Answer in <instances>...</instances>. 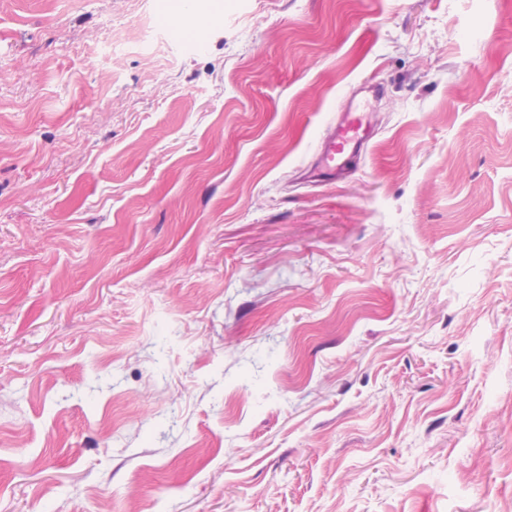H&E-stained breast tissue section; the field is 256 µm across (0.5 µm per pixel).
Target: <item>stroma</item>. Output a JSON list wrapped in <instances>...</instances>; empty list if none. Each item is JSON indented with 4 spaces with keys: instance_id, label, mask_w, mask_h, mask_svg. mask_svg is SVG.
<instances>
[{
    "instance_id": "35a3bbf8",
    "label": "stroma",
    "mask_w": 512,
    "mask_h": 512,
    "mask_svg": "<svg viewBox=\"0 0 512 512\" xmlns=\"http://www.w3.org/2000/svg\"><path fill=\"white\" fill-rule=\"evenodd\" d=\"M0 512H512V0H0ZM381 85L357 87L348 92V105L327 124L317 148L316 181L334 183L348 175L367 148L373 134L371 113L363 105L369 93L379 97Z\"/></svg>"
}]
</instances>
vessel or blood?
Listing matches in <instances>:
<instances>
[{"instance_id": "obj_1", "label": "vessel or blood", "mask_w": 512, "mask_h": 512, "mask_svg": "<svg viewBox=\"0 0 512 512\" xmlns=\"http://www.w3.org/2000/svg\"><path fill=\"white\" fill-rule=\"evenodd\" d=\"M384 87H357L347 95L348 105L327 124L317 148V179L333 183L348 175L367 148L373 120L363 105L365 95H383Z\"/></svg>"}]
</instances>
